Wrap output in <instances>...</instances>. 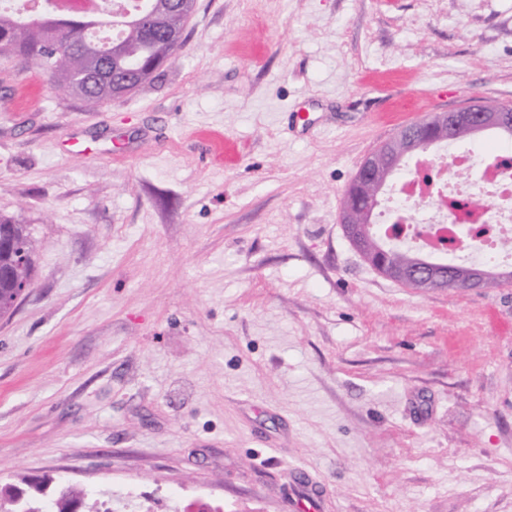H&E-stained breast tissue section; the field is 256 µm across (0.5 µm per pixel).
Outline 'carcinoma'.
<instances>
[{"instance_id": "carcinoma-1", "label": "carcinoma", "mask_w": 512, "mask_h": 512, "mask_svg": "<svg viewBox=\"0 0 512 512\" xmlns=\"http://www.w3.org/2000/svg\"><path fill=\"white\" fill-rule=\"evenodd\" d=\"M174 4L188 15L195 8V0H144V15L138 22L124 26L123 36L115 47L88 33L90 27L104 25V16L57 23L52 20V8L48 6L28 19L13 12L0 11V57L12 58L22 64L38 63L49 84L70 95L73 94V78L88 71L98 60L111 73L132 77V89L135 90L152 76L153 70L149 65L153 60L167 63L177 57L181 43L171 38ZM79 97L90 106L110 100L95 82L85 86ZM373 227L372 223L362 227L365 238L362 255L376 270L383 271L385 262L410 266L420 259V254L412 250L383 243L375 235ZM483 264L486 269L485 287L512 281V271L507 275L501 273L493 265V257H488ZM13 294V280L7 277L0 280V317L10 311L8 300Z\"/></svg>"}]
</instances>
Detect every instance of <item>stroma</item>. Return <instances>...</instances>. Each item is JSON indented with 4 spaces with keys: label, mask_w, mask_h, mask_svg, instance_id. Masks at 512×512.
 <instances>
[{
    "label": "stroma",
    "mask_w": 512,
    "mask_h": 512,
    "mask_svg": "<svg viewBox=\"0 0 512 512\" xmlns=\"http://www.w3.org/2000/svg\"><path fill=\"white\" fill-rule=\"evenodd\" d=\"M183 38L96 107L0 58V214L35 242L0 318V488L512 512V284L403 287L341 224L402 125L512 105V0H197Z\"/></svg>",
    "instance_id": "1"
}]
</instances>
